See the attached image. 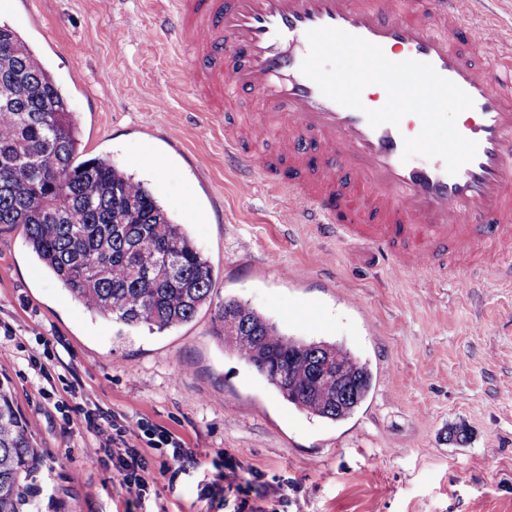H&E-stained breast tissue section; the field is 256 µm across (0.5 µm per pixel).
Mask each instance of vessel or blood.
<instances>
[{"instance_id": "vessel-or-blood-1", "label": "vessel or blood", "mask_w": 512, "mask_h": 512, "mask_svg": "<svg viewBox=\"0 0 512 512\" xmlns=\"http://www.w3.org/2000/svg\"><path fill=\"white\" fill-rule=\"evenodd\" d=\"M490 3L507 0H429L423 15L411 0H173L140 36L189 52L179 78L211 120L222 119L225 100H257L246 133L224 137L241 194L281 169L297 223L365 241L386 264L417 271L447 270L455 252L488 255L512 281V39L488 18ZM319 27L377 44L393 62L430 63L465 91L473 106L456 127L476 142L475 158L453 175L440 157L403 160L405 138L422 129L417 115L374 127L364 114L371 94L360 110L325 97L301 71L307 33ZM480 49L494 51L491 64ZM271 132L287 165L250 148Z\"/></svg>"}]
</instances>
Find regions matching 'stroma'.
I'll return each instance as SVG.
<instances>
[{
	"instance_id": "35a3bbf8",
	"label": "stroma",
	"mask_w": 512,
	"mask_h": 512,
	"mask_svg": "<svg viewBox=\"0 0 512 512\" xmlns=\"http://www.w3.org/2000/svg\"><path fill=\"white\" fill-rule=\"evenodd\" d=\"M0 0V22L38 49L69 99L87 157L105 155L147 181L186 224L214 269V303L178 328H129L89 312L35 260L21 228L0 224V346L9 383L44 454L34 512H225L202 498L212 459L229 454L266 512H512V283L487 279L486 260L457 255L454 275L388 268L366 243L293 223L285 194L257 183L241 196L224 132L256 103L230 105L212 129L176 83L178 56L134 29L157 24L156 0ZM166 100L157 111V100ZM168 160L165 172L147 153ZM300 268L302 280L283 276ZM233 296L288 335L336 342L369 361L374 386L348 420L288 404L216 332L215 305ZM314 305L319 328L288 318ZM45 377H37V369ZM86 408L145 419L179 436L196 463L176 480L151 456L154 482L130 508L112 477V426L71 431L55 410L71 391ZM291 487L280 505L273 476Z\"/></svg>"
}]
</instances>
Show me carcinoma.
I'll return each instance as SVG.
<instances>
[{"instance_id": "cac0c4a2", "label": "carcinoma", "mask_w": 512, "mask_h": 512, "mask_svg": "<svg viewBox=\"0 0 512 512\" xmlns=\"http://www.w3.org/2000/svg\"><path fill=\"white\" fill-rule=\"evenodd\" d=\"M0 224L24 229L48 273L88 311L161 333L211 301L213 267L186 225L149 184L105 156L84 158L80 133L56 77L24 35L0 22ZM217 329L236 328L228 348L244 356L283 399L320 419L343 421L368 399L373 373L342 346L304 341L236 298L222 301ZM339 362L336 380H315V354ZM42 455L0 384V512H32Z\"/></svg>"}]
</instances>
